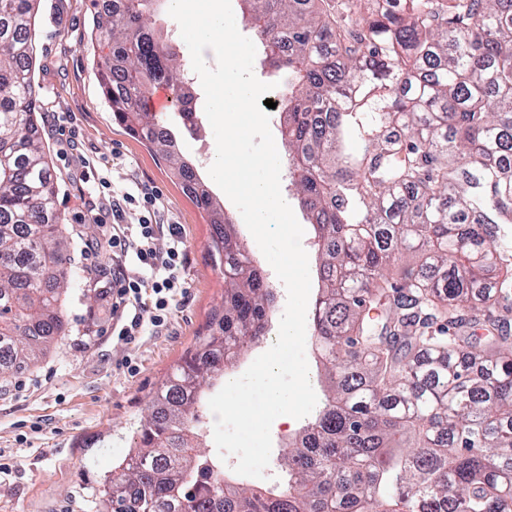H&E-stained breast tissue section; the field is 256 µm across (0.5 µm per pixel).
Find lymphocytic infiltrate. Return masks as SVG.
<instances>
[{
    "label": "lymphocytic infiltrate",
    "instance_id": "f902f5d3",
    "mask_svg": "<svg viewBox=\"0 0 512 512\" xmlns=\"http://www.w3.org/2000/svg\"><path fill=\"white\" fill-rule=\"evenodd\" d=\"M89 196L108 204L112 226L103 236L83 241L81 252L112 265V334L131 344L147 331L163 327L182 278L186 247L180 225L164 224L161 199L156 189L140 182L135 192H118L107 181L87 184ZM135 215L136 226L125 225ZM168 234L165 247H158L160 234ZM136 260L139 274H131L128 260Z\"/></svg>",
    "mask_w": 512,
    "mask_h": 512
}]
</instances>
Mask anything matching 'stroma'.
Returning a JSON list of instances; mask_svg holds the SVG:
<instances>
[{"instance_id":"1","label":"stroma","mask_w":512,"mask_h":512,"mask_svg":"<svg viewBox=\"0 0 512 512\" xmlns=\"http://www.w3.org/2000/svg\"><path fill=\"white\" fill-rule=\"evenodd\" d=\"M91 0H39L33 81L41 110L40 135L59 179L58 208L73 248L109 230L112 214L93 209L71 168L88 162L90 175L115 189L134 182L156 186L164 221L181 225L186 243V287L176 294L167 325L131 344L112 338L109 269L97 261L70 264L72 286L65 326L50 353L30 372L0 380V512H94L92 496L112 464L137 442L149 402L196 338L204 335L224 300V277L207 253L209 217L169 175L167 167L112 115L93 54ZM164 117L202 186L232 217L243 219L208 174L215 151L212 127L198 112V134L177 113ZM293 428L273 424L264 478L244 476L248 488H274L283 477Z\"/></svg>"}]
</instances>
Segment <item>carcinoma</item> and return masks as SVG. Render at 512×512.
I'll return each instance as SVG.
<instances>
[{"mask_svg": "<svg viewBox=\"0 0 512 512\" xmlns=\"http://www.w3.org/2000/svg\"><path fill=\"white\" fill-rule=\"evenodd\" d=\"M156 0H93L91 44L113 115L212 212L208 255L223 310L159 387L95 512H512V344L505 326L464 336L461 311L512 309V0H243L279 73L288 189L312 226L311 339L319 413L288 444L276 494L231 481L201 451V390L263 341L275 302L233 220L198 191L146 101L197 97ZM37 0H0V376L63 331L70 238L38 128ZM355 154L343 150L347 128ZM404 253L419 263L391 272Z\"/></svg>", "mask_w": 512, "mask_h": 512, "instance_id": "cac0c4a2", "label": "carcinoma"}]
</instances>
